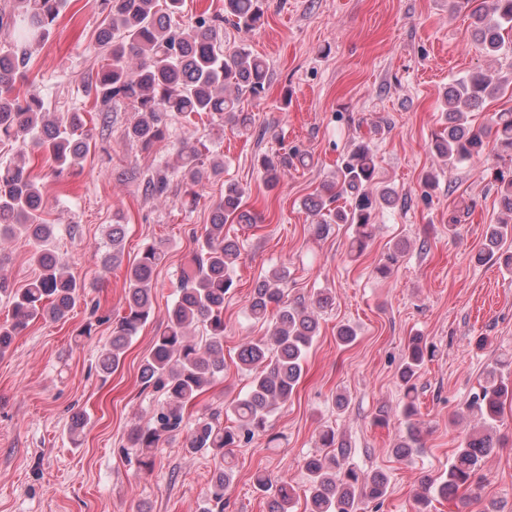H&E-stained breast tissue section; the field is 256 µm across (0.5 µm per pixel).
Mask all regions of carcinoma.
<instances>
[{"label":"carcinoma","mask_w":512,"mask_h":512,"mask_svg":"<svg viewBox=\"0 0 512 512\" xmlns=\"http://www.w3.org/2000/svg\"><path fill=\"white\" fill-rule=\"evenodd\" d=\"M65 2L13 0L9 22L0 16V27L12 28L14 36L11 44L0 47V143L36 147L48 153L60 171L75 169L85 156L88 136L83 116L77 112L52 115L38 92L21 99L14 95V89L17 80L24 77L29 50L48 39ZM104 3L108 21L99 30L96 45L110 63L98 70L89 92L94 94L95 108L115 98L130 101L135 118L125 129L129 141L149 148L169 134L172 120L178 115L186 119L204 115L209 124L220 127L226 123L237 129L252 125L251 114L239 105L244 97H262L269 70L246 48L224 45L223 31L226 24L245 32L260 27L262 0H224V13L202 14L185 27L172 25L183 0ZM461 4L470 9L474 37L486 54L496 59L512 53V0H461ZM510 92L512 78L488 69L470 72L449 84L441 104L447 127L432 145L442 167L456 168L488 150L512 158V107L492 113L484 128L476 129L468 123L469 112ZM290 158L302 161L305 154L294 148L261 157L260 169L268 186L278 184ZM222 173V158L207 162L186 147L177 165L158 164L149 170L143 178V190L153 199H165L171 181L178 177L198 199L197 187ZM497 182L504 218L488 225L478 260L494 261L512 270V252L504 249L512 238V174L499 172ZM242 195L238 185H224V196L211 204L210 223L194 236L196 248L183 269L165 329L154 337L140 365L141 380L160 392L162 400L154 406L146 424L137 426L128 436V448L148 469L160 442L183 431L186 453L205 451L221 461L208 488L207 506L201 512H224L233 476L232 467L222 465L225 451L267 432L273 415L298 386L321 311L333 301L332 295L324 292L317 295L311 307L288 303V270L284 268L258 281L246 310L253 321L268 324L269 334L246 341L238 351V363L251 381L248 391L228 408L235 425L224 426L219 411L202 413L191 422L185 420V408L224 372V297L232 288L241 259L237 241L224 236V224L254 223V216L240 209ZM341 198L345 204L339 206ZM395 198L393 189L380 181L370 146L359 141L352 144L322 191L307 199L305 208L317 237L328 235L333 224L350 225V251L360 255L377 231L376 220L382 209ZM43 209L42 187L25 164L0 166V245L10 240L30 244L31 258L40 269L39 275L23 288L10 287L0 273V297H8L11 306V319L0 323V355L29 323L40 319L60 321L84 298V288L54 249V225L42 217ZM108 239L102 258L106 270L121 265L124 259L122 215H115ZM405 250L406 244L396 243L380 260L376 273L388 277ZM162 256L163 251L152 244L128 266L127 309L112 332V340L99 351L100 373L109 375L120 367L127 348L150 318L153 276ZM435 357L434 346L420 336L411 337L403 351L398 378L409 435L391 448L400 460L411 458L417 442L416 380L425 362ZM510 365L512 357L506 356L488 368L478 389L466 401L463 417L474 426L464 435L448 472L429 483L439 496L453 497L459 490L472 487L485 460L499 447L502 401L512 395V381L504 376L502 367ZM318 443L333 449V454L321 452L305 461L310 477L309 512H360V504L386 494L387 476L352 466L350 448L334 427L322 429ZM255 485L269 495L268 512H291L293 487L275 486L263 474L256 476Z\"/></svg>","instance_id":"carcinoma-1"}]
</instances>
